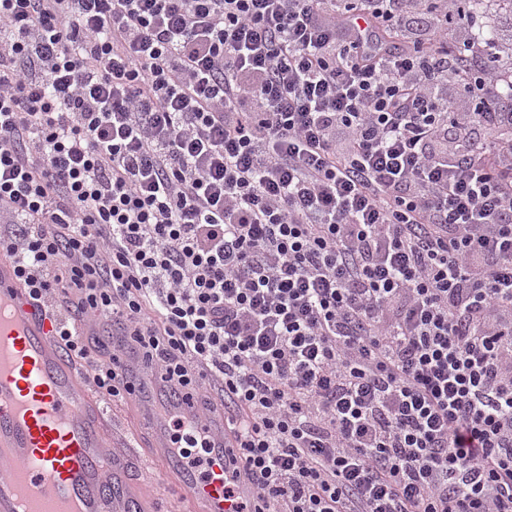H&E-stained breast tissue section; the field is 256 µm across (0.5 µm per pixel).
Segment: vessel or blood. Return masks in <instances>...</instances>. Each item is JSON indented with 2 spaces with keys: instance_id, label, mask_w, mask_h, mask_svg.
<instances>
[{
  "instance_id": "1",
  "label": "vessel or blood",
  "mask_w": 512,
  "mask_h": 512,
  "mask_svg": "<svg viewBox=\"0 0 512 512\" xmlns=\"http://www.w3.org/2000/svg\"><path fill=\"white\" fill-rule=\"evenodd\" d=\"M45 310L28 298L13 261L0 258V512H141L125 479L126 462L109 449L110 427L99 395L50 336ZM129 398L155 428L154 461L176 480L195 512H237L256 497L254 472L237 448L223 413L185 406L177 390L158 384L134 351L119 347ZM206 430L210 462L184 469L163 424L161 404ZM234 480L236 493L224 494Z\"/></svg>"
}]
</instances>
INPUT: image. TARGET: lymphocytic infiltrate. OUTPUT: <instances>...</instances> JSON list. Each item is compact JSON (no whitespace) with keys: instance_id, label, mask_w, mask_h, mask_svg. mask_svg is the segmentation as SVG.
<instances>
[{"instance_id":"1","label":"lymphocytic infiltrate","mask_w":512,"mask_h":512,"mask_svg":"<svg viewBox=\"0 0 512 512\" xmlns=\"http://www.w3.org/2000/svg\"><path fill=\"white\" fill-rule=\"evenodd\" d=\"M461 13L0 0V254L67 353L87 313L222 383L265 512H512V113Z\"/></svg>"}]
</instances>
